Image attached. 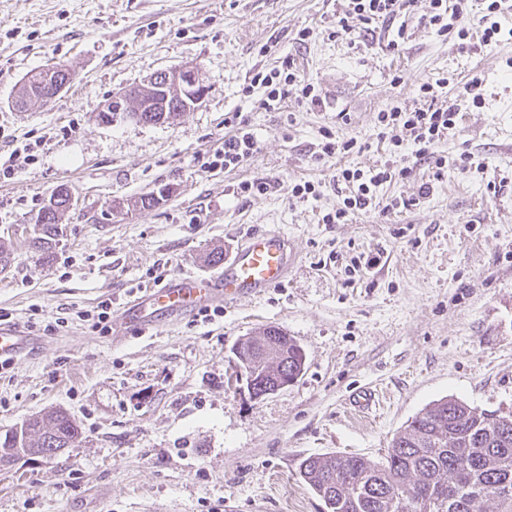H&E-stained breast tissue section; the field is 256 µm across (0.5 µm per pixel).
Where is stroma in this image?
Segmentation results:
<instances>
[{"mask_svg": "<svg viewBox=\"0 0 512 512\" xmlns=\"http://www.w3.org/2000/svg\"><path fill=\"white\" fill-rule=\"evenodd\" d=\"M345 0H0V243L12 253L0 273V311L35 336L0 374V433L62 410L82 427L77 446L0 470V512H327L299 475L314 455L357 454L381 462L395 433L436 401L453 397L512 413V11L497 42L482 39L483 0H467L455 33L425 24L431 0H414L397 50L388 26L334 37ZM312 38L298 42L302 29ZM276 43L263 57L260 47ZM293 60L323 102L289 91L262 108V89L241 90L258 68ZM67 65L70 87L25 112L19 82ZM190 66L208 88L203 103L164 124L96 119L112 95L153 72ZM446 78L442 101L458 112L441 179L401 154L410 176L377 190L412 205L355 212L323 223L341 197L344 167L390 157L378 112L421 106L422 83ZM239 111L257 150L238 168L207 169L224 144L226 113ZM359 148L313 157L323 128ZM472 153L483 171L463 172ZM273 191L238 196L243 181ZM319 183L292 197L294 183ZM497 191H490L489 183ZM428 197H420L422 184ZM62 184L79 204L61 219L52 263L29 246L31 216ZM170 193L141 213L127 204L159 187ZM278 228L297 258L283 284L193 312L149 333L125 326L127 303L189 271L214 274L206 255L232 261L258 229ZM111 300L108 332L82 320ZM64 327H57L58 319ZM275 326L305 352L302 374L261 400L241 393L231 368L239 340ZM371 388L383 403L363 413L351 393Z\"/></svg>", "mask_w": 512, "mask_h": 512, "instance_id": "obj_1", "label": "stroma"}]
</instances>
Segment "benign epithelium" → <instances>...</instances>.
<instances>
[{
	"mask_svg": "<svg viewBox=\"0 0 512 512\" xmlns=\"http://www.w3.org/2000/svg\"><path fill=\"white\" fill-rule=\"evenodd\" d=\"M73 79L70 72L58 70L54 67L46 69L39 77V89L31 94V97L41 103L55 99L64 91ZM175 92L186 103H192L196 107L204 100L207 90L200 82L196 72L189 67H178L159 70L151 74L145 84L115 94L107 102L99 107L101 112H132L134 116L130 121L140 124L145 123L143 112H168L169 93ZM164 99L159 100L157 96ZM280 345L272 340L261 342L259 357L249 361L241 358L238 353H233L231 358L236 381L240 382L239 390L248 393L252 400H260L263 397L282 390L294 382V378L285 377L271 385L260 381L259 373L262 372L260 358Z\"/></svg>",
	"mask_w": 512,
	"mask_h": 512,
	"instance_id": "obj_1",
	"label": "benign epithelium"
}]
</instances>
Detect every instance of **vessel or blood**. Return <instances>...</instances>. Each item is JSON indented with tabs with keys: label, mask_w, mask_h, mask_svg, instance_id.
Segmentation results:
<instances>
[{
	"label": "vessel or blood",
	"mask_w": 512,
	"mask_h": 512,
	"mask_svg": "<svg viewBox=\"0 0 512 512\" xmlns=\"http://www.w3.org/2000/svg\"><path fill=\"white\" fill-rule=\"evenodd\" d=\"M294 256L286 235L275 230L252 233L234 261L213 277L184 276L160 288L148 289L126 306L125 320L148 332L163 317L208 307L215 299L253 295L283 281ZM30 343L19 329L0 324V358H13Z\"/></svg>",
	"instance_id": "vessel-or-blood-1"
}]
</instances>
